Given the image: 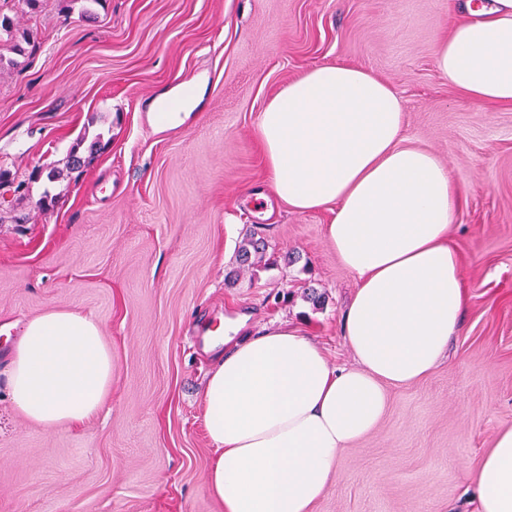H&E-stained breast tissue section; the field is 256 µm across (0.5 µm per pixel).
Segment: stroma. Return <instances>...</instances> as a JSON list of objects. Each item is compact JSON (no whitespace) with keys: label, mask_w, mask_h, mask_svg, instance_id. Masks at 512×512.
<instances>
[{"label":"stroma","mask_w":512,"mask_h":512,"mask_svg":"<svg viewBox=\"0 0 512 512\" xmlns=\"http://www.w3.org/2000/svg\"><path fill=\"white\" fill-rule=\"evenodd\" d=\"M459 0H106L95 21L39 15L25 67L0 73V512H223L202 399L201 326L302 328L351 365L341 314L354 277L327 246L329 211L268 196L260 114L308 69L346 63L388 83L405 144L460 191L448 234L472 299L448 355L391 390L378 427L339 455L314 512H472L469 476L512 427V106L463 101L435 64ZM205 93L171 130L148 118L164 91ZM104 135L42 209L37 170ZM278 266H242L250 233ZM295 258L283 264L285 255ZM325 298L318 307L309 290ZM79 309L112 347V394L76 429L12 407L7 363L23 324Z\"/></svg>","instance_id":"35a3bbf8"}]
</instances>
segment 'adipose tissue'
<instances>
[{
    "label": "adipose tissue",
    "mask_w": 512,
    "mask_h": 512,
    "mask_svg": "<svg viewBox=\"0 0 512 512\" xmlns=\"http://www.w3.org/2000/svg\"><path fill=\"white\" fill-rule=\"evenodd\" d=\"M435 61L467 101L512 104V0H466ZM400 97L343 64L307 70L260 115L273 194L296 211L331 209L327 245L357 288L342 315L353 363L331 367L301 330L235 341L209 372L208 477L224 512H313L339 454L372 432L389 388L426 377L461 328L471 295L448 236L458 190L431 152L404 145ZM14 410L45 428L93 417L112 392V347L78 309L30 319L12 349ZM471 480L474 512H512V428Z\"/></svg>",
    "instance_id": "1"
}]
</instances>
